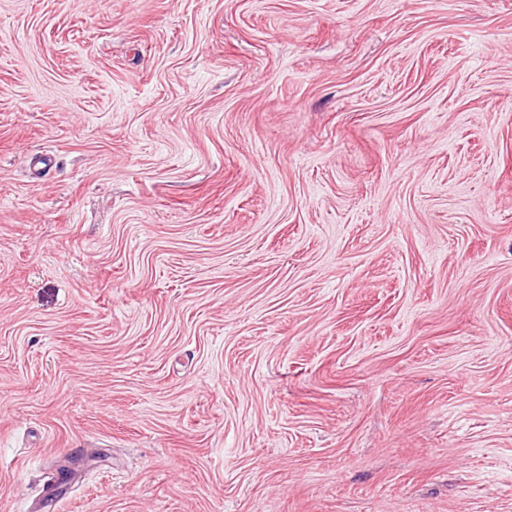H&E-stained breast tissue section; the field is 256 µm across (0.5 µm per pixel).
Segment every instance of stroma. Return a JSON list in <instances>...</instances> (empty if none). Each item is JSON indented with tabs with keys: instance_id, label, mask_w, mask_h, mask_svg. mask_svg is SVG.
I'll use <instances>...</instances> for the list:
<instances>
[{
	"instance_id": "35a3bbf8",
	"label": "stroma",
	"mask_w": 512,
	"mask_h": 512,
	"mask_svg": "<svg viewBox=\"0 0 512 512\" xmlns=\"http://www.w3.org/2000/svg\"><path fill=\"white\" fill-rule=\"evenodd\" d=\"M0 512H512V0H0Z\"/></svg>"
}]
</instances>
